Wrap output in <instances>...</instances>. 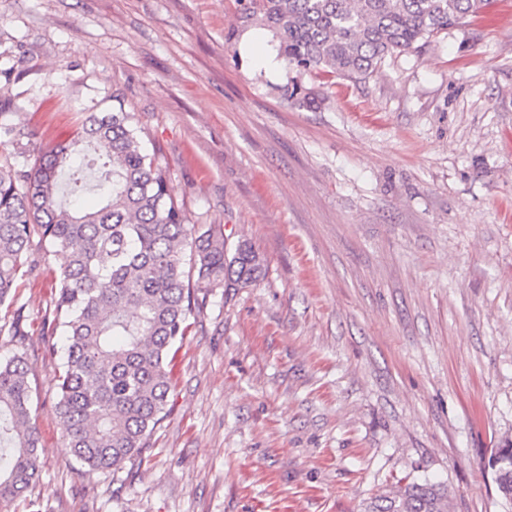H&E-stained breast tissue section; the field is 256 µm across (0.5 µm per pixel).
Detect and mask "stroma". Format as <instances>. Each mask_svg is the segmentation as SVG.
<instances>
[{
  "instance_id": "35a3bbf8",
  "label": "stroma",
  "mask_w": 512,
  "mask_h": 512,
  "mask_svg": "<svg viewBox=\"0 0 512 512\" xmlns=\"http://www.w3.org/2000/svg\"><path fill=\"white\" fill-rule=\"evenodd\" d=\"M240 0H0V143L17 161L121 100L175 198L267 268L217 288L178 349L173 410L139 468L63 444L32 242L16 289L46 512H363L440 482L449 512H512V0L362 79L270 65ZM257 37L262 52L246 53ZM496 454H499L501 458L506 459L507 462L494 467L492 461V467L496 473V484L497 489L503 499L512 502V443L505 444L501 448L497 449Z\"/></svg>"
}]
</instances>
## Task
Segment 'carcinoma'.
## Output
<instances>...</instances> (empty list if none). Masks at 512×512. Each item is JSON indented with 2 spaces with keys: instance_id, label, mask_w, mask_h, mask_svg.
I'll list each match as a JSON object with an SVG mask.
<instances>
[{
  "instance_id": "carcinoma-1",
  "label": "carcinoma",
  "mask_w": 512,
  "mask_h": 512,
  "mask_svg": "<svg viewBox=\"0 0 512 512\" xmlns=\"http://www.w3.org/2000/svg\"><path fill=\"white\" fill-rule=\"evenodd\" d=\"M491 0H244L240 19L272 33L279 57L327 77L366 78L392 52L410 50L481 13ZM94 155L98 209L65 207L59 175L80 146ZM62 256L51 301L65 338L56 376L66 448L89 472L142 463L150 437L171 412L172 350L215 288H245L264 278L252 246L228 251L224 229L189 221L166 170L144 151L121 105L89 112L75 137L39 151L30 169L0 163V306L12 290L33 237ZM28 361L17 348L0 359V503L28 499L39 483ZM497 489L512 502V443L497 449ZM364 512H447L429 479L400 481L375 494Z\"/></svg>"
}]
</instances>
